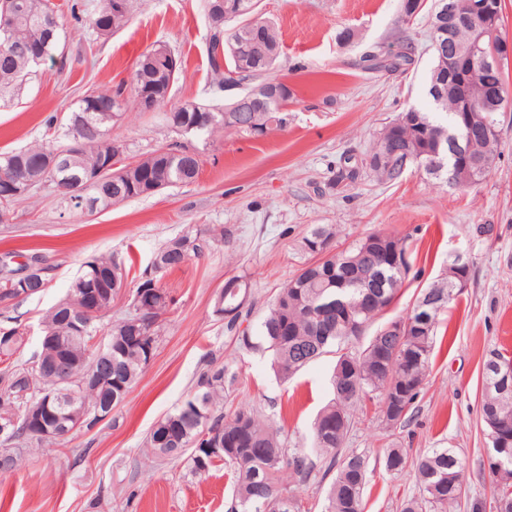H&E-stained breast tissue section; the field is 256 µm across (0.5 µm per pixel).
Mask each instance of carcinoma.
Listing matches in <instances>:
<instances>
[{
    "label": "carcinoma",
    "mask_w": 512,
    "mask_h": 512,
    "mask_svg": "<svg viewBox=\"0 0 512 512\" xmlns=\"http://www.w3.org/2000/svg\"><path fill=\"white\" fill-rule=\"evenodd\" d=\"M11 8H0V99L19 95L43 62H66V31L51 0H10ZM492 7L490 25L495 39L508 41L504 33L501 0H433L428 14L430 41L449 44L456 37L467 41L483 33L484 17L476 9L482 3ZM257 0H205V9L213 35L207 54L211 70L222 81L237 84L248 76L262 75L273 69L280 55L277 25L252 11L237 17L238 8ZM131 9L118 10L115 0H104L92 18L96 36L107 40L124 28ZM412 45L399 42L383 57L376 55L375 67L395 72L411 63ZM181 71L180 59H171L168 46L157 43L139 55L130 81L122 82L100 97V106L84 99L67 117L64 142L49 140L27 148L0 153V173L18 174L31 181L30 188L45 183L61 188V196L71 207L84 211L85 203H96L103 211L132 198L148 196L177 184L193 182L200 168L199 153L176 143L157 147L128 169L111 171L105 187L89 182L100 162L125 155L123 144L112 138V126L128 111L136 109L135 97L155 98L157 108H169L164 118L179 137L204 142L222 131L258 134L261 129L282 127L286 117L278 112L279 102H288L292 91L280 81L261 82L232 103L217 108L196 102L168 106L173 84ZM512 92L504 71L486 70L479 60L459 57L451 62L433 55L428 96L431 109L411 107L385 123L371 138L363 152L362 165L379 183H396L412 169L423 170L434 179L443 175L427 168L433 151L429 133L437 125L448 126V118L457 112H469L476 122L488 120L489 127L473 131L447 144L463 168V185L481 181L499 156L498 122L489 106L497 93ZM64 153V165L50 166L57 152ZM387 156L381 165L375 160ZM336 231L329 224H314L302 240L303 251L313 256L280 289L255 333L245 329L237 336L246 350L271 353L277 376L286 380L308 363L327 354H336L330 378L333 397L315 418L310 432L312 451L330 458L328 468L336 469L327 496L325 512H363V496L368 483L369 458L366 452L344 450L343 443L354 424V413L365 403L375 401L382 423L394 431L410 421L426 380L436 344L439 315L459 295L448 273L433 281L416 299L412 309L392 318L366 336L373 323L397 299L412 267H400L389 260V253L408 252L407 238L377 231L354 245L339 249ZM224 241V230L186 233L171 238L153 253L151 272H143L134 290L160 288L161 276L182 268L193 258L205 254L214 241ZM123 280L122 262L111 256L85 263L83 273L72 285V299L47 309L41 318L45 332L56 337L59 353L71 354L74 361L71 382L63 390L78 394L75 408L85 416L83 429L98 424L97 410L116 408L147 366L144 346L137 337L158 341V323L169 308L171 298L163 293L156 311L137 317L128 305L125 315L114 321L110 316L114 298L121 288H113L112 298L92 311L79 309L77 300L88 281L102 288L111 277ZM21 297L8 277H0V307L7 310ZM400 324L403 335L389 331ZM25 329L16 324L0 327V471L16 469L22 461V446L53 447L58 437L37 434L27 424L26 415L36 405L49 404L59 416L65 397L42 372L41 362L53 355V349L40 344L36 359L18 361L24 344ZM112 337V348L100 349L97 338ZM359 348L354 344L362 338ZM112 360V374L102 380L91 378V368L105 358ZM512 357L501 352L491 355L483 367L480 420L488 436L489 456L512 475V381L505 387L495 385L497 373L493 361ZM236 378L230 368L209 361L199 376L191 410L184 407L157 421L147 438V447L155 457L179 460L186 449L190 472L203 474L222 462L233 474L232 503L229 512H299V491L295 483L311 478L314 465L303 452L286 451L281 431L264 420L254 408L240 405L224 411V391ZM383 465L390 476L414 472L417 492L405 498L401 512H451L465 495L462 463L454 448H433L421 458L410 449L391 441L383 449Z\"/></svg>",
    "instance_id": "obj_1"
}]
</instances>
